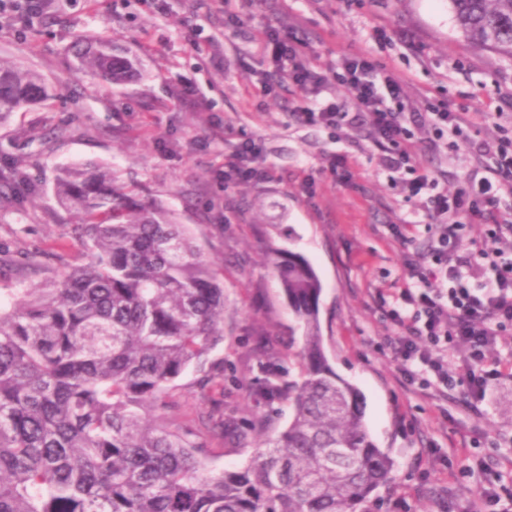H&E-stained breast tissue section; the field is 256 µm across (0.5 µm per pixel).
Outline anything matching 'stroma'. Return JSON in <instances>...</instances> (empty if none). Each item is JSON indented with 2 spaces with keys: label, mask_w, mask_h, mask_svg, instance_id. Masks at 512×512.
<instances>
[{
  "label": "stroma",
  "mask_w": 512,
  "mask_h": 512,
  "mask_svg": "<svg viewBox=\"0 0 512 512\" xmlns=\"http://www.w3.org/2000/svg\"><path fill=\"white\" fill-rule=\"evenodd\" d=\"M266 26L307 38L322 63L365 55L386 65L403 79L410 106L441 102L468 112L472 138L490 132L483 116L490 102L502 106L499 123L512 132V58L465 39L448 0H237L229 13L220 0L206 11L189 0H62L23 34L0 28V58L42 75L54 95L50 106L0 123V162L41 186L24 206L0 203V258L40 255L44 267L26 272L29 286L86 262L76 216L52 192L58 167L98 166L140 199L161 202L194 232L224 284V340L204 370L178 379L179 413L215 409L250 419L259 412L279 432L288 425L287 402L252 401L258 332L284 350L295 326L267 256L274 248L303 255L323 286L329 362L362 392L368 432L394 461L393 480L371 494L368 512H476L479 491L512 457V385L477 410L463 390L432 396L406 381L379 294L399 281L405 256L431 241L423 203L406 201L398 174L383 167L364 133L300 125L287 88L255 92L275 68L255 46ZM379 27L386 36H375ZM195 34L216 38L222 68L196 55ZM86 38L137 55L142 77L112 86L79 67L73 48ZM190 87L196 96L188 104ZM248 137L276 179L225 181V154ZM340 156L353 172L347 183L332 173ZM419 162L443 172L448 191L474 167L464 147L426 152ZM410 218L411 241L395 238L391 225ZM206 370L223 372V387L202 386ZM458 473L463 483H455Z\"/></svg>",
  "instance_id": "obj_1"
}]
</instances>
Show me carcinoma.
Returning a JSON list of instances; mask_svg holds the SVG:
<instances>
[{
  "label": "carcinoma",
  "mask_w": 512,
  "mask_h": 512,
  "mask_svg": "<svg viewBox=\"0 0 512 512\" xmlns=\"http://www.w3.org/2000/svg\"><path fill=\"white\" fill-rule=\"evenodd\" d=\"M450 4L465 38L512 56V0ZM76 58L116 85L143 71L108 43ZM48 100L39 74L0 59V122ZM53 193L77 214L88 262L0 299V512H359L392 479L360 390L329 363L322 284L305 257H268L301 335L288 344L297 377L286 383L278 349L264 345L255 403L288 401V427L271 436L251 421L248 463L211 468L201 455L234 416L200 413L192 428L166 411L176 380L224 340L223 284L186 226L112 173L62 166ZM36 195L24 171L0 166V198Z\"/></svg>",
  "instance_id": "cac0c4a2"
}]
</instances>
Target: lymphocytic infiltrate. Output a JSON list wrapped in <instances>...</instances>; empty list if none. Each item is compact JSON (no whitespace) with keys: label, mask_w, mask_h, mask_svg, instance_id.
<instances>
[{"label":"lymphocytic infiltrate","mask_w":512,"mask_h":512,"mask_svg":"<svg viewBox=\"0 0 512 512\" xmlns=\"http://www.w3.org/2000/svg\"><path fill=\"white\" fill-rule=\"evenodd\" d=\"M257 47L270 51L276 62L275 79H261L260 93H269L282 79L302 100L293 112L300 123L368 128L386 168L399 174L406 199L426 197L436 220L433 241L427 254L407 257L405 274L391 294L388 315L398 330L394 353L410 383L443 394L462 383L472 400L484 401L494 381H512V365L490 356L504 326H512V260L496 250L466 249L462 231L465 225L483 224L489 238L512 234V225L502 226L499 212L504 196L512 195V140L498 135L472 140L462 112L435 107L406 111L402 80L368 57L324 66L311 58L305 42L281 37L271 28L259 32ZM334 82L346 88L352 109L325 98ZM417 128L434 131V138L418 144L413 139ZM443 144L466 146L477 161L452 193L440 190L439 174L418 160L420 149L435 151ZM261 154L255 140L238 143L224 160L225 179L272 177ZM455 346L464 352L461 378L448 367V351Z\"/></svg>","instance_id":"lymphocytic-infiltrate-1"}]
</instances>
